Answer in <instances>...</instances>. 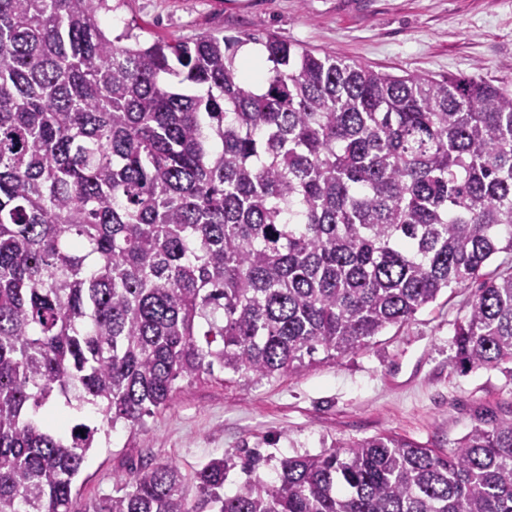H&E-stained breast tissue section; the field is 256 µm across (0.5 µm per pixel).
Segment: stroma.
Masks as SVG:
<instances>
[{"label": "stroma", "instance_id": "stroma-1", "mask_svg": "<svg viewBox=\"0 0 512 512\" xmlns=\"http://www.w3.org/2000/svg\"><path fill=\"white\" fill-rule=\"evenodd\" d=\"M112 36L228 39L271 32L324 55L397 76L483 77L512 85V0H110ZM471 289L442 292L408 324L336 359L316 352L297 373L260 380L214 368L181 381L141 426L100 434L75 482L81 499L112 491V475L146 460L189 472L219 456L260 453L271 480L282 457L317 455L383 433L451 449L477 414L512 413V375L449 366Z\"/></svg>", "mask_w": 512, "mask_h": 512}]
</instances>
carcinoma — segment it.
<instances>
[{
	"instance_id": "obj_1",
	"label": "carcinoma",
	"mask_w": 512,
	"mask_h": 512,
	"mask_svg": "<svg viewBox=\"0 0 512 512\" xmlns=\"http://www.w3.org/2000/svg\"><path fill=\"white\" fill-rule=\"evenodd\" d=\"M108 0H0V512H512V416L445 452L148 462L84 502L101 428L214 365L263 379L368 348L477 284L449 366L512 374V90L396 76L269 33L123 46ZM494 270L486 268L497 258ZM63 403L71 417H46ZM87 405L97 418L80 416Z\"/></svg>"
}]
</instances>
